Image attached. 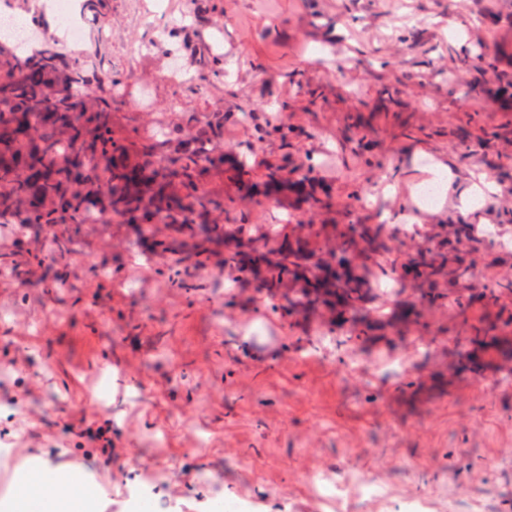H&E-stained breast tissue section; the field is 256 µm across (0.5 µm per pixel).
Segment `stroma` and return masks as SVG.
<instances>
[{"instance_id":"1","label":"stroma","mask_w":512,"mask_h":512,"mask_svg":"<svg viewBox=\"0 0 512 512\" xmlns=\"http://www.w3.org/2000/svg\"><path fill=\"white\" fill-rule=\"evenodd\" d=\"M152 3L109 0L105 15L84 12L85 42L63 56H91L128 79L127 125L225 113L223 161L201 183L223 202V222L211 236L195 224H66L49 255L29 250L43 227L11 211L8 223L26 229L0 253V443L52 467L69 452L113 512H133L141 481L151 488L146 512H200L227 498L264 512H512V386L477 391L512 360V301H466L446 266L461 228L512 218V179L497 169L512 155V107L499 99L512 77V0H356L346 13L337 0H168L165 14ZM153 26L168 29V42L151 39ZM411 31L429 39V57L411 50ZM172 42L195 72L200 48L214 45L222 75L176 87L166 77ZM450 45L470 67L449 73ZM486 61L493 70L472 89ZM245 106L264 122L286 115L288 146L250 138L236 121ZM462 126L480 137L467 151L456 140ZM257 158L306 173L332 207L310 209L306 188L288 183L272 197L257 185L249 205L237 204L235 174ZM432 163L451 177L420 213L413 190ZM481 177L496 193L479 212L461 211ZM372 185L381 193L352 210L353 195ZM284 222L289 230L265 249L292 248L308 267L351 224H431L421 246L438 272L393 283L391 256L358 260L348 268L355 307L344 314L333 296L304 297V281L289 275L275 289L262 273L225 281L228 255L256 245L260 225ZM296 224L315 225L318 240ZM115 237L129 242L126 253L104 249ZM50 320L57 329L47 334ZM187 404L195 414L183 413ZM90 425L111 426L116 442L134 431L141 462L118 453L99 462L77 444ZM228 443L238 455H225ZM460 482L469 497L456 496Z\"/></svg>"}]
</instances>
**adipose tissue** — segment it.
<instances>
[{"instance_id":"1","label":"adipose tissue","mask_w":512,"mask_h":512,"mask_svg":"<svg viewBox=\"0 0 512 512\" xmlns=\"http://www.w3.org/2000/svg\"><path fill=\"white\" fill-rule=\"evenodd\" d=\"M0 512H102L100 486L80 467L52 468L39 456H24Z\"/></svg>"}]
</instances>
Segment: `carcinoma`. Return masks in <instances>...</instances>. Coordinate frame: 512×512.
Segmentation results:
<instances>
[{"label":"carcinoma","mask_w":512,"mask_h":512,"mask_svg":"<svg viewBox=\"0 0 512 512\" xmlns=\"http://www.w3.org/2000/svg\"><path fill=\"white\" fill-rule=\"evenodd\" d=\"M121 81L92 71L85 61L64 63L55 43L41 40L30 53L0 37V217L19 202L29 223L55 231L58 224L97 223L107 209L135 224H194L200 212L224 203L199 195V182L224 140V113L216 112L185 141L167 129L163 138H137L114 127ZM260 138L276 133L288 145V127L255 124ZM280 168L257 176L237 173L241 196L259 182L273 185ZM340 249L370 256L391 253L388 239L366 224L341 239ZM284 249L271 281L297 267ZM452 284L475 291L472 268L459 265Z\"/></svg>","instance_id":"carcinoma-1"}]
</instances>
